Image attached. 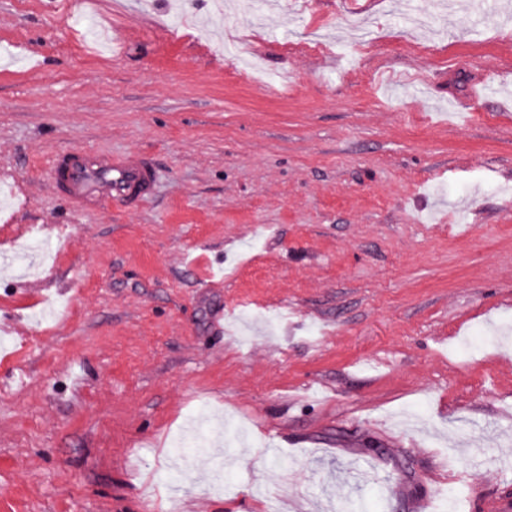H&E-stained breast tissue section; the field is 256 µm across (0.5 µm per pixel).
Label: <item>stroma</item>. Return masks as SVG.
<instances>
[{
    "mask_svg": "<svg viewBox=\"0 0 512 512\" xmlns=\"http://www.w3.org/2000/svg\"><path fill=\"white\" fill-rule=\"evenodd\" d=\"M351 7L0 0V512L512 500V0ZM79 147L154 196L73 210ZM50 180L54 194L75 210L98 209L111 201L134 210L153 195L156 173L145 158L81 148L55 156Z\"/></svg>",
    "mask_w": 512,
    "mask_h": 512,
    "instance_id": "stroma-1",
    "label": "stroma"
}]
</instances>
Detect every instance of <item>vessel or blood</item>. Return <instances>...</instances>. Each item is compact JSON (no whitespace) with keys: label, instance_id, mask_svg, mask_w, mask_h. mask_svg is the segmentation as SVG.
<instances>
[{"label":"vessel or blood","instance_id":"vessel-or-blood-1","mask_svg":"<svg viewBox=\"0 0 512 512\" xmlns=\"http://www.w3.org/2000/svg\"><path fill=\"white\" fill-rule=\"evenodd\" d=\"M50 180L55 195L73 209H97L110 202L133 210L153 195L156 173L145 158L81 148L55 156Z\"/></svg>","mask_w":512,"mask_h":512}]
</instances>
